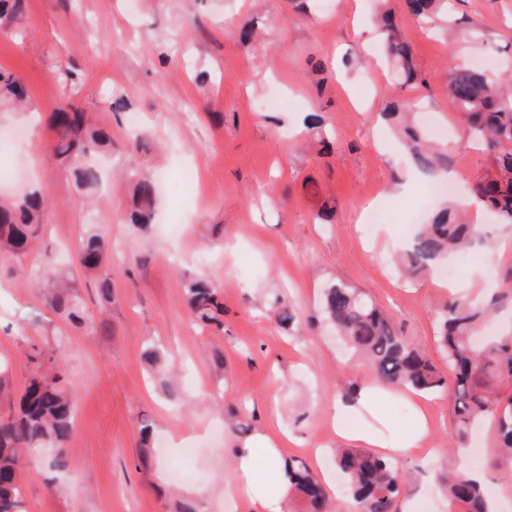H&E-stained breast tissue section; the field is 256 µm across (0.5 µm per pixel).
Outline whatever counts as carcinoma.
<instances>
[{"label": "carcinoma", "mask_w": 512, "mask_h": 512, "mask_svg": "<svg viewBox=\"0 0 512 512\" xmlns=\"http://www.w3.org/2000/svg\"><path fill=\"white\" fill-rule=\"evenodd\" d=\"M451 0H404L408 15L425 24L448 18ZM22 0H0V22L20 13ZM384 35L387 62L404 84L417 79L411 43L392 13L378 16ZM448 96L464 126L478 134L490 156L488 172L472 186L479 207L496 214L498 223L512 225V79L491 77L476 67L455 68L448 77ZM28 98L24 83L14 73L0 71V106H22ZM385 116L402 134L410 161L425 178L448 172L455 155L446 147L429 145L419 128L393 105ZM55 139L52 156L60 175L92 193L100 174L87 156L105 147L109 137L89 127L85 113L68 102L52 113ZM156 198L154 183L139 178L134 183L128 223H151ZM47 195L35 189L10 202H0V252L16 258L25 255L45 223ZM488 243L487 232L470 223L467 209L452 202L429 224H423L401 256L410 275L429 272L445 255ZM106 237L86 235L80 243L78 264L85 271L100 272L103 295L110 294L108 274L102 271ZM221 286L207 276L185 279L184 300L193 320L203 327L224 329ZM48 308L73 335L84 333L94 322L93 313L76 293L74 279L59 276L44 293ZM512 303V289L494 293L480 302L450 298L438 317V344L444 349L453 378L440 372L430 360L396 330L392 317L350 286L336 282L324 289L320 308L324 321L344 336L362 355L367 375L387 386L418 394L445 393L450 400L456 446L465 445L468 432L484 420L494 422L495 446L512 454V396H497V382L512 380V334L491 338L478 347L474 336L482 322L502 306ZM273 316L286 327L296 320L284 299L276 302ZM20 352L28 371L18 407L0 411V512H24L21 475L42 462L41 450L55 448L49 467H67L66 443L74 427L75 405L61 372L62 344H38L28 337ZM144 359L156 374H164V351L150 346ZM335 462L360 512H399L400 499L412 484L411 472L362 448H339ZM288 493L305 504L308 512H334L335 504L325 484L312 469L296 458L284 459ZM448 498L463 512H489L487 495L479 483L459 471L440 477Z\"/></svg>", "instance_id": "1"}]
</instances>
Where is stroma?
Returning a JSON list of instances; mask_svg holds the SVG:
<instances>
[{
  "instance_id": "stroma-1",
  "label": "stroma",
  "mask_w": 512,
  "mask_h": 512,
  "mask_svg": "<svg viewBox=\"0 0 512 512\" xmlns=\"http://www.w3.org/2000/svg\"><path fill=\"white\" fill-rule=\"evenodd\" d=\"M392 9L414 48L420 79L402 84L381 62L375 30L378 0H310V15L289 0H25L18 22L0 25V69L24 81L30 111L0 112V137L22 131L14 154L0 152V170L15 168L0 196L30 187L49 193L48 224L22 259L0 252V358L12 364L15 392L28 372L18 358L23 337H63L62 370L76 407L68 465L22 475L26 512H170L172 498L197 502L202 512H251L234 487L231 422H251L272 435L278 454L306 461L332 489L340 512H353L332 464L350 440L333 428V407L363 382L361 360L320 325L321 292L341 281L387 309L399 330L437 366V311L449 284H472L473 299L512 285V232L481 216L495 240L461 272L404 280L396 257L408 225L427 221L438 205L431 180L410 177L407 155L382 116L393 101L415 110L419 125L444 128L456 151L453 196L489 165L467 140L445 92L450 68L476 64L491 73L512 68V0H455L448 22L459 35L447 42ZM255 22L270 37L248 44L236 31ZM333 71L317 73L316 60ZM345 71L339 82L337 71ZM122 96L128 111L110 107ZM76 102L91 127L112 134L96 158L101 185L93 203L63 179L46 155L53 142L51 114ZM140 114L155 143L135 150L129 113ZM316 113L336 136L322 150L305 118ZM197 167L194 187L181 188ZM137 172L159 195L149 232L127 224ZM393 200L385 224L359 223L369 202ZM332 221L318 223L322 203ZM109 238L104 258L110 296L97 275L81 271L77 248L90 227ZM50 266L75 273L95 314L84 334H66L28 285L30 271ZM200 274L223 287L224 329L195 324L184 304L183 277ZM298 321L285 329L267 319L275 297ZM161 345L178 369L169 383L143 358L147 342ZM224 385L215 404L210 387ZM406 392L372 397L350 416L358 430L378 434L383 447H400L414 427ZM431 427L419 448L402 459L417 487L401 512H452L440 474L480 454L485 490L498 512H512V462L498 463L490 434L470 447L448 449L453 433L447 396L423 395ZM150 418V467L140 460L139 422ZM201 425L190 434L187 425ZM196 443L192 479L174 473L184 437Z\"/></svg>"
}]
</instances>
